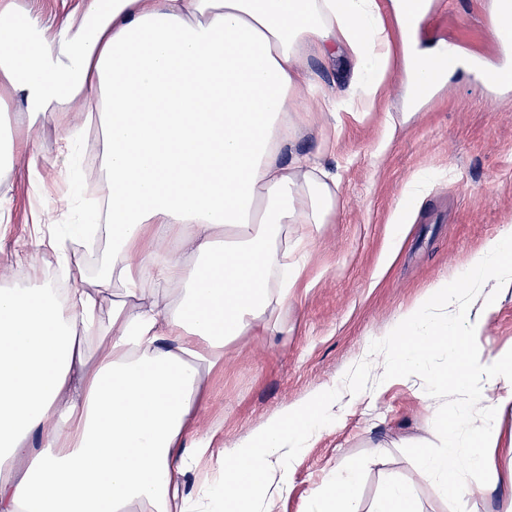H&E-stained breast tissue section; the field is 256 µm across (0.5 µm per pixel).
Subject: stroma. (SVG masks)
<instances>
[{
	"instance_id": "obj_1",
	"label": "stroma",
	"mask_w": 512,
	"mask_h": 512,
	"mask_svg": "<svg viewBox=\"0 0 512 512\" xmlns=\"http://www.w3.org/2000/svg\"><path fill=\"white\" fill-rule=\"evenodd\" d=\"M491 2L429 0L419 22L422 43L497 59ZM11 111L15 138L37 143L42 183L32 186L22 168L0 174V197L10 202L0 222V259L29 240L35 213L56 211L63 224L82 221L86 209L77 202L65 210L66 195L72 183L100 179L96 164L67 173L57 162L70 115L55 112L32 125L17 98ZM308 121L296 148L339 175L336 212L314 231L300 286L280 312L287 333L272 328L230 344L223 366L208 377L204 422L228 448L285 407L328 388L342 390L402 310L437 282L462 280L467 263L512 225V93L476 70H457L421 102L410 99L397 70L386 94L364 113L333 116L313 105ZM420 175L428 189L414 203L395 259L385 263L390 221L406 185ZM60 266L57 251L40 248L0 278V288L42 283ZM495 306L483 342L507 352L512 286L498 290ZM447 364V353H437L425 368L396 375L379 397L344 406L294 459L289 492L272 512H303L312 490L354 460L363 466L357 512H369L389 480L404 484L424 512H512V486L444 501L416 469L419 445L436 441L435 420L453 414L461 399Z\"/></svg>"
}]
</instances>
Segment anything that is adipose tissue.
Wrapping results in <instances>:
<instances>
[{"mask_svg": "<svg viewBox=\"0 0 512 512\" xmlns=\"http://www.w3.org/2000/svg\"><path fill=\"white\" fill-rule=\"evenodd\" d=\"M403 12V0L387 11L379 0H89L51 37L38 15L0 6V33L23 30L0 51V87L24 97L30 120L94 93L107 198L93 288L0 289V512H268L287 494L291 459L334 395L256 426L213 476L200 470L212 454L198 433L206 377L230 343L269 328L313 229L336 210L335 174L294 151L318 92L305 50L348 71L342 94L322 93L326 110L354 111L376 98L394 58L420 75L435 56ZM464 280L401 312L386 354L368 363L387 382L447 352L468 398L438 420L440 451L418 459L442 499L468 494L474 472L512 486V470L493 465L512 352L482 343L494 285H512V225ZM475 411L484 426L459 441ZM361 473L337 469L305 512H355Z\"/></svg>", "mask_w": 512, "mask_h": 512, "instance_id": "adipose-tissue-1", "label": "adipose tissue"}]
</instances>
